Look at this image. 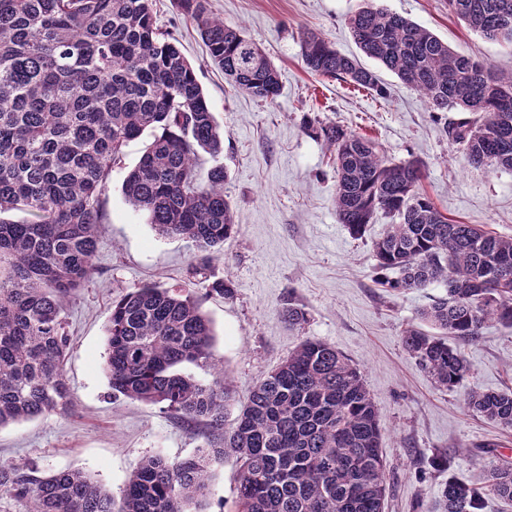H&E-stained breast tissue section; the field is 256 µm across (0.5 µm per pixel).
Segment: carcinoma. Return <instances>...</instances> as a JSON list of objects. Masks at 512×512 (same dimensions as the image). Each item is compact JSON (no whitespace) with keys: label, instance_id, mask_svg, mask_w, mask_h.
I'll return each instance as SVG.
<instances>
[{"label":"carcinoma","instance_id":"cac0c4a2","mask_svg":"<svg viewBox=\"0 0 512 512\" xmlns=\"http://www.w3.org/2000/svg\"><path fill=\"white\" fill-rule=\"evenodd\" d=\"M177 4L225 77L274 101L279 75L265 53L224 25L209 0ZM448 9L512 45V0H448ZM347 24L362 53L431 111L467 114L447 133L471 166L512 169V72L460 54L382 6L354 12ZM301 50L310 71L383 92L374 71L319 33H305ZM308 127L334 156L338 222L359 236L379 210L395 220L375 246L382 287L448 285L421 313L440 335L411 329L403 344L438 386L458 387L469 367L448 337L474 340L490 321L512 326V237L448 219L419 191L418 161L392 163L371 139L335 123ZM147 132L153 140L124 179L125 199L159 235L194 242L193 268L205 266L239 229L224 167L198 177L199 153L219 155L224 132L195 69L157 26L152 0H0V428L70 408L62 301L97 274L109 173ZM11 211L26 218H2ZM106 336L113 394L204 419L216 440L179 461L147 458L118 500L79 471L43 477L8 464H0V495L29 500L32 512H191L207 494L212 458L232 453L240 461L235 512H384L389 470L378 414L336 347L301 341L226 430L230 384L177 370L212 362L213 328L194 299L144 285L112 303ZM466 405L512 429L511 389L472 392ZM486 494L512 502L511 462L491 464L481 487L448 479L435 512H480Z\"/></svg>","mask_w":512,"mask_h":512}]
</instances>
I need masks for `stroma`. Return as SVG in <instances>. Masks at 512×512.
Returning a JSON list of instances; mask_svg holds the SVG:
<instances>
[{"label": "stroma", "instance_id": "1", "mask_svg": "<svg viewBox=\"0 0 512 512\" xmlns=\"http://www.w3.org/2000/svg\"><path fill=\"white\" fill-rule=\"evenodd\" d=\"M430 30L457 52L512 71V47L468 29L448 11V0H377ZM365 0H209L225 25L241 30L266 52L280 91L264 103L237 91L211 63L195 23L176 0H153L157 25L194 65L216 122L224 132L218 156L202 154L200 173L226 171L224 194L240 226L224 255L192 276L198 253L190 241L165 238L126 201L122 183L150 144L130 142L109 176L104 222L95 257L98 272L64 304L71 347L66 380L72 407L0 428V463L46 476L77 470L121 496L128 477L150 456L176 461L206 447V422L123 396H113L103 366L106 325L113 302L146 284L179 287L196 297L211 320L212 353L234 390L224 412L232 425L250 389L276 369L304 338L328 342L360 371L377 409L382 450L390 470L385 512H434L448 479L480 486L489 463L512 461V429L464 405L468 391L512 387V329L489 322L477 340L461 343L470 366L455 389L438 387L403 347L407 329L428 330L420 317L447 292L442 282L402 292L378 283L375 244L391 222L377 213L361 236L336 219V166L307 118L334 122L375 139L395 162L423 165L422 191L449 219L512 236V170L475 168L451 144L449 112L432 114L426 99L371 58L383 94L312 73L301 37L321 33L337 50L361 56L346 24ZM233 289L212 292L214 281ZM305 314L288 327V307ZM235 457L213 461L205 512H234Z\"/></svg>", "mask_w": 512, "mask_h": 512}]
</instances>
